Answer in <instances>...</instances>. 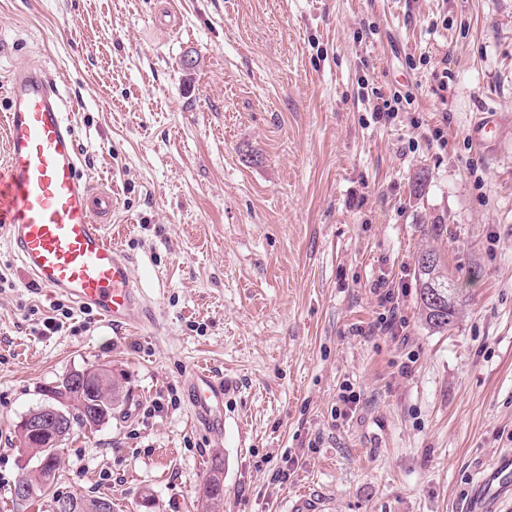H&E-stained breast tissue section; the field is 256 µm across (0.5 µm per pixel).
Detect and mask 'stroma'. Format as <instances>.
<instances>
[{"instance_id":"1","label":"stroma","mask_w":512,"mask_h":512,"mask_svg":"<svg viewBox=\"0 0 512 512\" xmlns=\"http://www.w3.org/2000/svg\"><path fill=\"white\" fill-rule=\"evenodd\" d=\"M32 62L117 197L106 233L157 326L75 309L0 238V512H43L11 498L16 426L90 365L123 369L128 397L63 446L60 494L200 512L218 455L224 512L300 491L330 512H463L512 450V0H0V99ZM488 108L503 131L480 149ZM430 249L462 288L445 331L419 312ZM381 279L404 334L375 327ZM199 366L227 385L218 435L191 421Z\"/></svg>"}]
</instances>
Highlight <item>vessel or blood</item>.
Listing matches in <instances>:
<instances>
[{
  "mask_svg": "<svg viewBox=\"0 0 512 512\" xmlns=\"http://www.w3.org/2000/svg\"><path fill=\"white\" fill-rule=\"evenodd\" d=\"M0 127L7 145L0 166V237L39 286L96 310L107 325H133L145 297L129 259L106 234L116 198L81 175L65 101L46 64L10 73ZM188 390L196 426L222 431L223 380L195 370Z\"/></svg>",
  "mask_w": 512,
  "mask_h": 512,
  "instance_id": "b4317fda",
  "label": "vessel or blood"
}]
</instances>
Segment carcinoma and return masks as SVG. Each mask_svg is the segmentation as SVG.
Here are the masks:
<instances>
[{
  "label": "carcinoma",
  "mask_w": 512,
  "mask_h": 512,
  "mask_svg": "<svg viewBox=\"0 0 512 512\" xmlns=\"http://www.w3.org/2000/svg\"><path fill=\"white\" fill-rule=\"evenodd\" d=\"M425 254L432 257V262L425 265L418 259L415 268L424 320L433 329L446 330L453 321L460 288L448 277L436 251L427 250ZM94 379L93 394L79 386L73 387L67 375L48 389V405L62 409L72 424L54 444L46 447L31 438L25 430L19 434L21 445L36 460V466L22 472L19 481L31 488L29 500H47V512H56L60 495L53 491L52 485L56 479L59 451L70 438L73 426L95 428L108 422L127 398V376L123 371L112 369L107 375H96ZM222 486L223 464L217 456L203 481V512H223Z\"/></svg>",
  "instance_id": "obj_1"
}]
</instances>
